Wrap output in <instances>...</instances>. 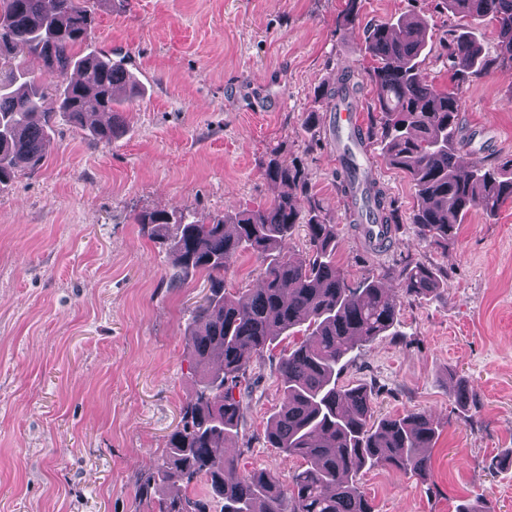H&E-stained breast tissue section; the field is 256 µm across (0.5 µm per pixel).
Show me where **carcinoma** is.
Returning a JSON list of instances; mask_svg holds the SVG:
<instances>
[{"label": "carcinoma", "mask_w": 512, "mask_h": 512, "mask_svg": "<svg viewBox=\"0 0 512 512\" xmlns=\"http://www.w3.org/2000/svg\"><path fill=\"white\" fill-rule=\"evenodd\" d=\"M448 10L475 22L488 21L499 34L498 58L512 63V0H445ZM95 0H0V184L22 164L43 160L45 141L60 121L81 126L89 112H107L110 120L94 126L98 140L120 132V89L135 94L125 60L101 50L75 57L88 41ZM425 24L404 17L364 30V51L374 65L368 78L379 112L380 142L388 163L413 183L418 208L410 218L420 236L434 244L456 236L472 210L495 216L512 201V176L492 164L463 167L459 103L456 93L436 88L423 69ZM42 63L45 74L61 80L56 112L43 110L42 85L25 66ZM491 61L466 31L448 46V72L458 82L481 73ZM79 73L67 79L68 71ZM353 74L343 71L336 86L320 90L333 100L357 93ZM266 177L291 189L268 206L204 218L165 211L139 214L138 224L153 235L171 239L176 272L172 281L204 272L209 294L192 312L188 342L199 368L194 393L182 406L181 424L169 436L154 471L139 486L150 496L156 483H180L185 492L159 502L158 512H375L358 482L366 465H386L397 473L424 478L430 459L422 449L437 438L430 418L421 412L374 418L372 391L363 384L344 386L338 374L355 349L385 335L395 325L400 297L378 281L352 287L333 259L335 225L324 207L309 197L297 206L294 194L307 193L297 165L273 157ZM367 192L387 225L398 223L386 192L370 183ZM305 228L311 255L290 253L296 230ZM270 258L260 287L237 295L224 292V270L241 252ZM404 296H425L440 287L431 268L415 263L402 271ZM283 333L298 335L282 354L279 372L283 405L272 416L267 439L306 468L282 487L264 472L230 477L236 459L226 445L238 433L240 404L234 396L252 358L270 348ZM450 393L465 407L475 394L465 382L448 376ZM203 484L205 492H187Z\"/></svg>", "instance_id": "obj_1"}]
</instances>
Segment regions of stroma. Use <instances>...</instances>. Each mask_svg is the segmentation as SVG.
<instances>
[{
	"instance_id": "stroma-1",
	"label": "stroma",
	"mask_w": 512,
	"mask_h": 512,
	"mask_svg": "<svg viewBox=\"0 0 512 512\" xmlns=\"http://www.w3.org/2000/svg\"><path fill=\"white\" fill-rule=\"evenodd\" d=\"M98 0L91 47L124 58L139 87L120 108L112 142L89 128L56 126L40 166L0 186V512H157L137 487L181 421L197 376L185 331L207 292L204 273L171 284L173 258L135 217L178 210L222 214L272 202L273 154L304 172L309 195L336 226V263L351 284L378 280L401 294L412 263L432 268L439 289L403 297L394 330L356 349L343 385L371 388L376 417L426 413L438 439L429 477L365 467L375 512H512V203L494 217L474 211L456 239L431 244L410 218L413 185L378 141L370 25L411 16L426 24L430 81L454 87L467 143L463 164L512 159V63L498 61V32L478 36L492 63L451 84L448 45L461 19L443 0ZM351 70L378 182L400 222L373 247L349 218L337 186L330 102L316 98ZM317 113L308 126V113ZM266 266L244 253L224 273L235 293L257 288ZM294 338L254 357L235 391L243 416L232 444L241 473L288 483L299 458L266 437L282 404L279 361ZM476 398L461 411L449 377Z\"/></svg>"
}]
</instances>
